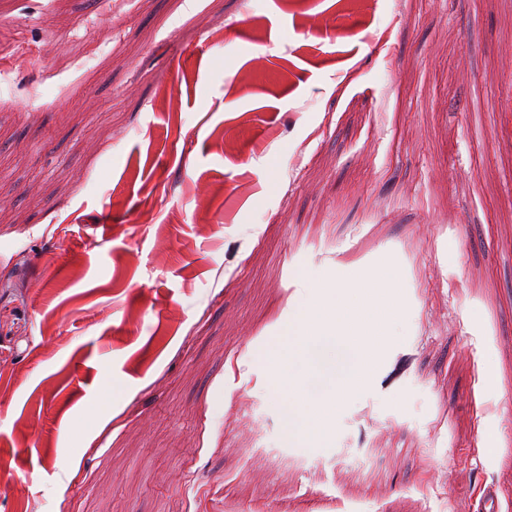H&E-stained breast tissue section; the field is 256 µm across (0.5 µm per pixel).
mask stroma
Listing matches in <instances>:
<instances>
[{
    "label": "stroma",
    "mask_w": 512,
    "mask_h": 512,
    "mask_svg": "<svg viewBox=\"0 0 512 512\" xmlns=\"http://www.w3.org/2000/svg\"><path fill=\"white\" fill-rule=\"evenodd\" d=\"M394 313L315 447L290 302ZM512 512V0L0 10V512Z\"/></svg>",
    "instance_id": "1"
}]
</instances>
